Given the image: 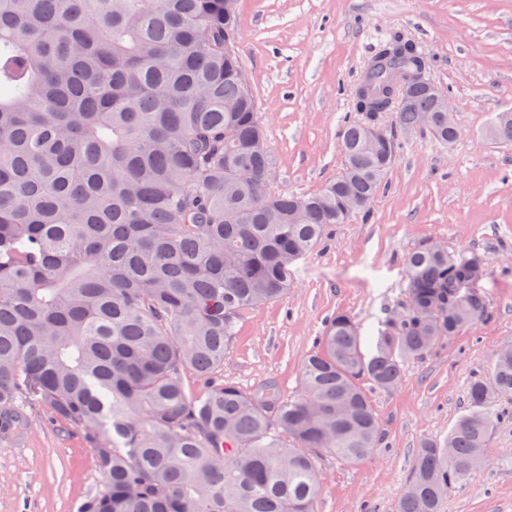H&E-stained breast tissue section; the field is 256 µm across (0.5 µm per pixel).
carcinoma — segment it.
Masks as SVG:
<instances>
[{
    "mask_svg": "<svg viewBox=\"0 0 512 512\" xmlns=\"http://www.w3.org/2000/svg\"><path fill=\"white\" fill-rule=\"evenodd\" d=\"M237 0H0V438L26 409L79 431L103 483L78 512H313L324 453L375 447L363 382L392 390L405 363L489 317L487 258L408 252L405 301L363 350L336 313L297 393L216 377L241 316L288 294L291 268L368 214L399 146L459 130L399 36L370 58V111L341 132L344 168L306 195L271 192L272 154L247 74L224 35ZM408 93L394 124L381 108ZM486 135L512 141V112ZM193 372L202 389H185ZM512 401V347L468 388L442 441H425L397 512H438L487 454Z\"/></svg>",
    "mask_w": 512,
    "mask_h": 512,
    "instance_id": "obj_1",
    "label": "carcinoma"
}]
</instances>
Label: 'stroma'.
<instances>
[{"instance_id": "35a3bbf8", "label": "stroma", "mask_w": 512, "mask_h": 512, "mask_svg": "<svg viewBox=\"0 0 512 512\" xmlns=\"http://www.w3.org/2000/svg\"><path fill=\"white\" fill-rule=\"evenodd\" d=\"M392 34L425 54L459 138L445 146L424 130L399 134L369 215L338 225L298 260L286 298L241 318L220 376L296 393L325 321L346 313L371 339L403 300L406 253L427 240L489 258L478 288L491 316L407 362L397 388L370 391L379 444L358 462L319 459L314 512H396L421 443L447 437L470 382L512 346V142L483 136L496 113L512 112V0H239L235 47L273 155L270 187L304 196L341 172L356 87ZM505 408L485 464L449 487L439 512H512V403ZM29 415L30 429L0 439V512H77L103 481L92 452L41 405Z\"/></svg>"}]
</instances>
